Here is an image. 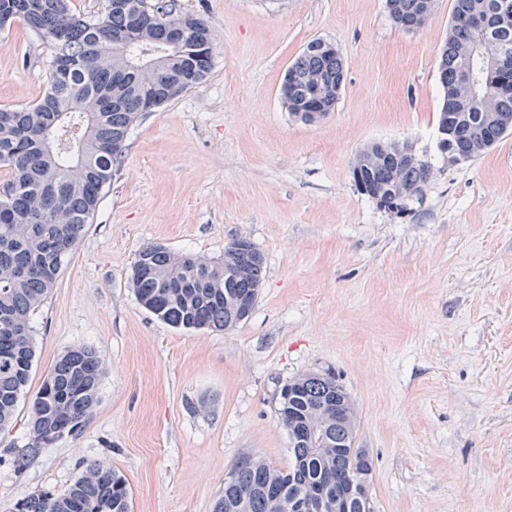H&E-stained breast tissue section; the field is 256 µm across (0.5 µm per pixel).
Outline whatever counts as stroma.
Here are the masks:
<instances>
[{
  "mask_svg": "<svg viewBox=\"0 0 512 512\" xmlns=\"http://www.w3.org/2000/svg\"><path fill=\"white\" fill-rule=\"evenodd\" d=\"M180 4L214 32L211 72L133 124L33 317L31 380L0 449L27 443L32 399L67 347L103 358L98 404L23 470L0 462V512L99 461L125 477L132 512H213L238 456L287 467L280 390L326 370L356 403L374 512H512V134L460 164L438 148L452 0L416 32L385 0ZM314 39L339 49L346 76L335 112L305 124L279 89ZM52 53L23 21L0 33V105L40 98ZM379 141L432 166L409 216L354 186V158ZM237 237L266 261L244 324L187 332L140 305L141 249L213 261Z\"/></svg>",
  "mask_w": 512,
  "mask_h": 512,
  "instance_id": "35a3bbf8",
  "label": "stroma"
}]
</instances>
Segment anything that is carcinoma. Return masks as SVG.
I'll list each match as a JSON object with an SVG mask.
<instances>
[{"mask_svg": "<svg viewBox=\"0 0 512 512\" xmlns=\"http://www.w3.org/2000/svg\"><path fill=\"white\" fill-rule=\"evenodd\" d=\"M139 0H104L93 15L78 16L70 0H0V30L17 19L53 49L43 97L23 107H0V431L10 424L34 360L32 316L55 288L63 266L91 223L114 166L124 157L132 125L202 83L212 69V33L204 18L160 0L152 12ZM424 0H386L391 19L406 31L432 15ZM512 0H453L451 23L438 58L443 98L438 126L448 130L441 152L465 162L498 143L512 121V91L479 71L488 47L512 57ZM70 65L53 76L57 61ZM338 50L311 41L288 68L281 86L291 115L333 112L344 85ZM358 192L375 202L403 192L407 211L422 199L432 176L428 161L409 143L377 142L351 166ZM224 247L207 262L161 245L144 247L130 284L140 304L182 330L226 331L251 315L262 284L263 254ZM104 362L88 347L67 349L46 374L32 402L29 442L14 464L21 470L63 436L76 435L98 402ZM279 416L290 441L284 470L264 460L236 459L214 512H289L295 494L323 492L330 512H363L356 486L370 483L371 460L357 439V411L330 372L298 375L280 390ZM23 512H131L128 484L107 463L90 466L61 494L20 497Z\"/></svg>", "mask_w": 512, "mask_h": 512, "instance_id": "obj_1", "label": "carcinoma"}]
</instances>
